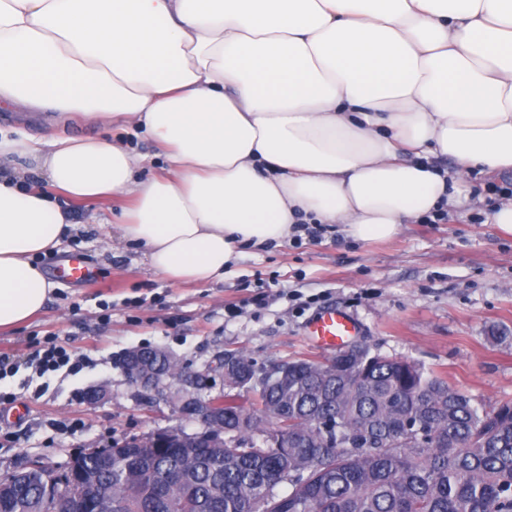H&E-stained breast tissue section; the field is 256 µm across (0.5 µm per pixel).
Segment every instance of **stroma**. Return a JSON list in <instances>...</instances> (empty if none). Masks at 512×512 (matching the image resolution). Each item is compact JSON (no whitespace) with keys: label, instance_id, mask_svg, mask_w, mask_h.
<instances>
[{"label":"stroma","instance_id":"stroma-1","mask_svg":"<svg viewBox=\"0 0 512 512\" xmlns=\"http://www.w3.org/2000/svg\"><path fill=\"white\" fill-rule=\"evenodd\" d=\"M0 128L121 140L153 156L144 178L165 165L147 137L79 116L60 122L14 105L0 108ZM511 190V170L475 171L463 182L466 203L444 220L404 224L370 242L341 224H313L282 243L243 248L223 278L207 283L167 280L139 245L118 243L108 205L75 206L74 231L41 260L55 284L44 310L0 333V353L21 363L17 375L0 380V392L13 396L0 404V479L36 463L62 469L86 449L158 430H201L179 411L182 382L166 380L157 394L124 379L119 362L129 350L158 348L184 375L208 372L198 394L214 397L225 391L226 353L244 352L259 368L335 356L306 334L327 309L355 320L356 343L413 360L476 403L512 400V234L485 221ZM75 257L94 281L60 278V267ZM50 336L83 362L79 373L41 379L28 366L34 341ZM93 386L106 398L87 402Z\"/></svg>","mask_w":512,"mask_h":512}]
</instances>
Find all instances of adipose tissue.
<instances>
[{
  "mask_svg": "<svg viewBox=\"0 0 512 512\" xmlns=\"http://www.w3.org/2000/svg\"><path fill=\"white\" fill-rule=\"evenodd\" d=\"M17 103L139 129L167 166L142 179L121 142L0 135V332L45 307L39 260L72 202L121 198V240L175 283L301 222L377 241L457 206L471 170L512 169V0H0Z\"/></svg>",
  "mask_w": 512,
  "mask_h": 512,
  "instance_id": "adipose-tissue-1",
  "label": "adipose tissue"
}]
</instances>
